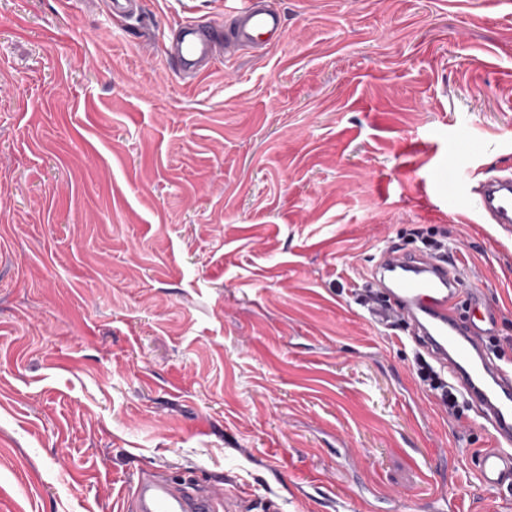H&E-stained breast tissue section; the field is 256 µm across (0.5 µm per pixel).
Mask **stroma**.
<instances>
[{
    "label": "stroma",
    "mask_w": 512,
    "mask_h": 512,
    "mask_svg": "<svg viewBox=\"0 0 512 512\" xmlns=\"http://www.w3.org/2000/svg\"><path fill=\"white\" fill-rule=\"evenodd\" d=\"M140 2L0 0V512H123L147 471L250 512H512L357 300L420 229L512 368V227L427 180L512 170V0H268L281 40L193 80L168 38L239 0Z\"/></svg>",
    "instance_id": "1"
}]
</instances>
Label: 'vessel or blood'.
<instances>
[{"mask_svg": "<svg viewBox=\"0 0 512 512\" xmlns=\"http://www.w3.org/2000/svg\"><path fill=\"white\" fill-rule=\"evenodd\" d=\"M237 48H263L280 41L282 22L266 0H241L224 32L189 23L179 28L168 54L179 72L199 73L218 35ZM477 211L489 223L512 224V174L490 176L474 189ZM371 278L387 312L409 330L408 339L447 370L448 378L492 429L493 448L477 456L481 486L512 483V370L494 363L489 339L495 310L487 288L465 282L451 259L418 252L381 250ZM125 512H224V498L197 481L143 474L124 500Z\"/></svg>", "mask_w": 512, "mask_h": 512, "instance_id": "b4317fda", "label": "vessel or blood"}]
</instances>
